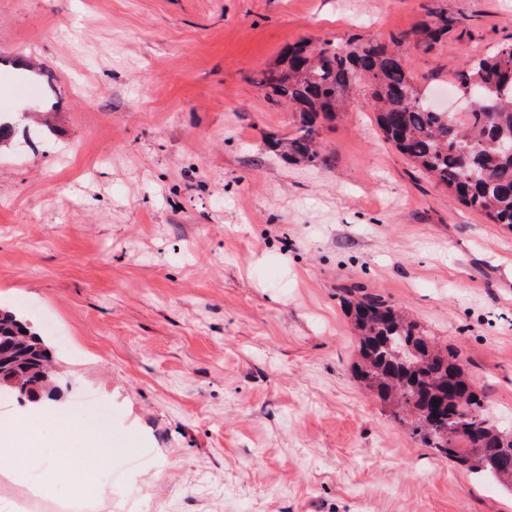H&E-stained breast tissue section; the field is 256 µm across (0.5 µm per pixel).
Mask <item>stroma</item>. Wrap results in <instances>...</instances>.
I'll return each instance as SVG.
<instances>
[{"label": "stroma", "mask_w": 512, "mask_h": 512, "mask_svg": "<svg viewBox=\"0 0 512 512\" xmlns=\"http://www.w3.org/2000/svg\"><path fill=\"white\" fill-rule=\"evenodd\" d=\"M399 33L433 95L512 41V0H0V307L56 324L70 441L100 447L67 492L94 512H512L362 388L339 297L459 351L512 431V228L417 172L360 93L319 166L268 150L299 126L259 83L283 48ZM450 30L451 24L448 21V17L439 15L432 23L423 22L418 33L422 36L421 43L429 47L433 43L440 41L443 37H448Z\"/></svg>", "instance_id": "35a3bbf8"}]
</instances>
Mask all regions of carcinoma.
I'll return each instance as SVG.
<instances>
[{"instance_id":"carcinoma-1","label":"carcinoma","mask_w":512,"mask_h":512,"mask_svg":"<svg viewBox=\"0 0 512 512\" xmlns=\"http://www.w3.org/2000/svg\"><path fill=\"white\" fill-rule=\"evenodd\" d=\"M450 30L443 15L425 21L421 43L429 47ZM405 38L393 36L388 45L359 40L342 47L325 40L285 48L277 66L262 73L260 84L273 103L294 107L300 126L294 136L274 140L271 151L317 166L322 158L318 121L336 118L363 88L385 140L463 205L494 224L512 227V155L502 149L512 144V42L454 74L456 89L472 93L475 107L438 112L396 50ZM342 301L358 332L359 382L391 405L394 417L423 443L511 486L512 435L484 418L483 396L468 380L458 352L435 344L384 297L359 285L345 289ZM0 351L10 354L0 390L7 387L5 381L18 378L30 385L33 399L52 383L48 350L38 333L10 311L0 314Z\"/></svg>"}]
</instances>
